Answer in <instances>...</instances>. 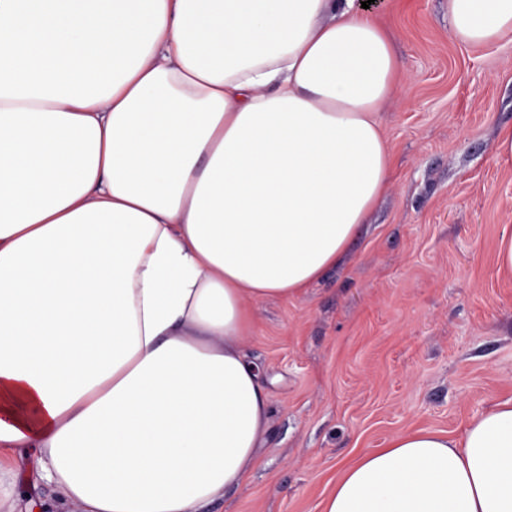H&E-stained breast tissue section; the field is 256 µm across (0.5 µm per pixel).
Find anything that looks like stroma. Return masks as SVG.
<instances>
[{
	"instance_id": "1",
	"label": "stroma",
	"mask_w": 512,
	"mask_h": 512,
	"mask_svg": "<svg viewBox=\"0 0 512 512\" xmlns=\"http://www.w3.org/2000/svg\"><path fill=\"white\" fill-rule=\"evenodd\" d=\"M399 89L380 120L392 186L341 264L252 307L247 350L269 393L260 464L210 512H321L342 465L426 429L460 437L512 399V32L454 39L448 0H372Z\"/></svg>"
}]
</instances>
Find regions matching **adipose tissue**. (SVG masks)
I'll use <instances>...</instances> for the list:
<instances>
[{"mask_svg": "<svg viewBox=\"0 0 512 512\" xmlns=\"http://www.w3.org/2000/svg\"><path fill=\"white\" fill-rule=\"evenodd\" d=\"M453 37L512 0H448ZM390 33L357 0H0V512H207L269 395L251 306L392 184ZM322 512H512V400L343 466ZM33 475L28 471L20 473L18 478L17 490L22 495L26 494H38L44 502L45 511L55 512L62 511L63 507L60 500L57 499V495L52 491L51 487L41 486L38 490L32 488Z\"/></svg>", "mask_w": 512, "mask_h": 512, "instance_id": "ef3b65f1", "label": "adipose tissue"}]
</instances>
